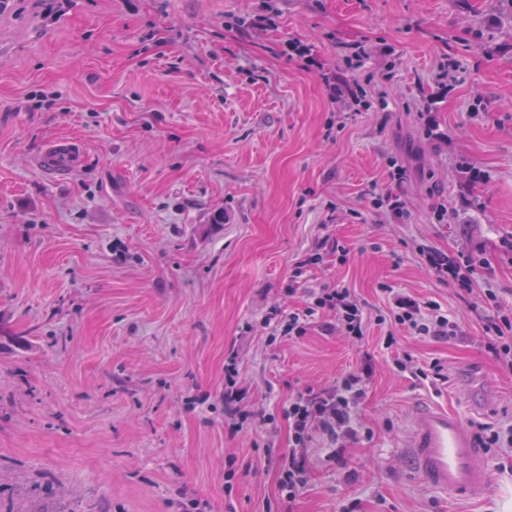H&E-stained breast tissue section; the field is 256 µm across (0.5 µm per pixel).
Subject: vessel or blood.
<instances>
[{
  "label": "vessel or blood",
  "mask_w": 512,
  "mask_h": 512,
  "mask_svg": "<svg viewBox=\"0 0 512 512\" xmlns=\"http://www.w3.org/2000/svg\"><path fill=\"white\" fill-rule=\"evenodd\" d=\"M83 161L84 145L71 136L57 137L34 159L36 167L53 176L73 174ZM405 453L414 477L438 492L478 498L488 489L483 451L452 410L419 409Z\"/></svg>",
  "instance_id": "b4317fda"
}]
</instances>
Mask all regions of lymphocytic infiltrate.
Returning <instances> with one entry per match:
<instances>
[{"instance_id":"1","label":"lymphocytic infiltrate","mask_w":512,"mask_h":512,"mask_svg":"<svg viewBox=\"0 0 512 512\" xmlns=\"http://www.w3.org/2000/svg\"><path fill=\"white\" fill-rule=\"evenodd\" d=\"M282 52L303 61L307 70L318 74L332 105L344 110L369 109L372 93L368 85L336 77L325 69L308 44L288 41ZM420 254L440 280L455 289L472 292L473 264L469 256L445 254L428 246L421 248ZM483 301L492 309L484 318L488 350L502 369L512 371V305L504 303L489 288L484 291ZM327 311L334 316L330 331L354 342L362 341L371 325L385 323L400 326L414 336L451 340L462 334L459 323L450 319L435 301L394 292L390 295L387 314L374 316L365 310L350 288L328 285L309 289L303 309L289 313L284 319L265 316L264 324L272 335L299 338ZM372 374L371 360L366 357L336 384L317 390L308 388L289 399L285 414L292 449L279 469L282 512H294L297 498L308 486L306 449L313 433L326 437L332 447L331 456L338 461L342 460L347 445L357 441L361 432L357 410L367 396Z\"/></svg>"}]
</instances>
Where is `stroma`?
Segmentation results:
<instances>
[{"label": "stroma", "mask_w": 512, "mask_h": 512, "mask_svg": "<svg viewBox=\"0 0 512 512\" xmlns=\"http://www.w3.org/2000/svg\"><path fill=\"white\" fill-rule=\"evenodd\" d=\"M258 5L0 12V512H193L194 500L280 512L289 398L366 353L360 439L341 462L312 441L296 512H512L501 449L484 451L480 500L429 489L404 453L427 404L474 433L512 421V373L488 352L478 305L485 288L512 301V30L499 0H282L271 29L250 27ZM289 39L336 70L351 44L377 48L365 71L383 106L334 112L320 78L282 55ZM450 56L465 74L447 91L433 76ZM63 135L83 141L82 168L32 167ZM392 160L411 178L395 184ZM377 187L397 189L408 217L371 211ZM439 202L458 223L435 222ZM424 246L469 254L473 293L439 281ZM334 284L374 314L385 284L439 302L462 338L401 331L395 348L444 360L447 383L398 373L377 325L359 344L318 323L268 342L271 307ZM231 351L255 413L239 431L224 407Z\"/></svg>", "instance_id": "35a3bbf8"}]
</instances>
